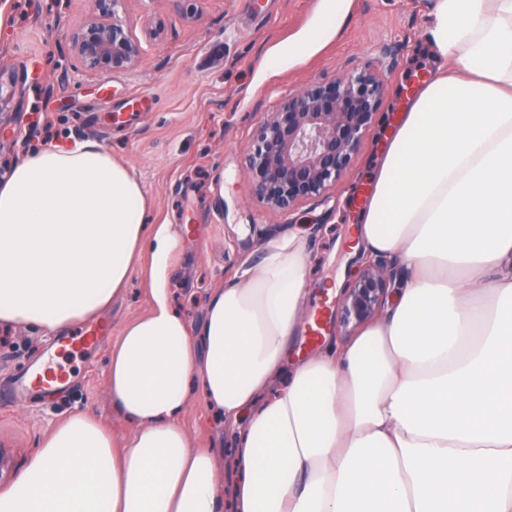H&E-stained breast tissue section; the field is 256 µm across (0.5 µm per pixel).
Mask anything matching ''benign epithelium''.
<instances>
[{
    "mask_svg": "<svg viewBox=\"0 0 512 512\" xmlns=\"http://www.w3.org/2000/svg\"><path fill=\"white\" fill-rule=\"evenodd\" d=\"M123 2L91 0L89 18L68 33L86 70L112 74L138 64L143 47L122 16ZM10 84V93L0 92V119L16 92L23 91L16 77ZM384 94L379 75L361 69L311 83L283 99L260 123L247 152L253 193L275 213L328 203L374 124ZM400 274L395 260L369 256L360 262L336 309V326L343 335H354L384 309Z\"/></svg>",
    "mask_w": 512,
    "mask_h": 512,
    "instance_id": "7a95c632",
    "label": "benign epithelium"
}]
</instances>
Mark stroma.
<instances>
[{"mask_svg": "<svg viewBox=\"0 0 512 512\" xmlns=\"http://www.w3.org/2000/svg\"><path fill=\"white\" fill-rule=\"evenodd\" d=\"M124 0L122 10L144 52L122 74L84 71L66 31L82 24L91 0H0V72L25 76V94L0 146V164L13 163L27 142L47 133L91 137L120 157L140 180L156 224L190 222L196 235L175 260V302L195 323L206 296L257 257L261 240L300 224L308 232L309 307H321L323 281L335 279L347 256L358 213L340 207L361 194L380 128L392 125L420 77L435 64L425 38L429 0H348L333 36L294 59L288 45L326 25L324 0ZM162 23L159 38L146 29ZM394 53L383 57L384 47ZM370 68L385 84L377 117L332 200L272 214L252 194L245 154L259 123L309 83ZM140 98L131 106V98ZM123 124H115V113ZM148 262L131 274L127 290L104 316L99 346L70 358L61 390L18 399L14 381L31 372L52 344L24 326L0 340V488L15 479L38 439L79 411L105 423L117 440L132 431L106 396V363L124 325L146 313Z\"/></svg>", "mask_w": 512, "mask_h": 512, "instance_id": "1", "label": "stroma"}]
</instances>
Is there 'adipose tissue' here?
Returning <instances> with one entry per match:
<instances>
[{
    "label": "adipose tissue",
    "instance_id": "ef3b65f1",
    "mask_svg": "<svg viewBox=\"0 0 512 512\" xmlns=\"http://www.w3.org/2000/svg\"><path fill=\"white\" fill-rule=\"evenodd\" d=\"M445 64L372 169L352 254L398 257L390 307L350 344L292 356L306 236L267 240L213 289L200 327L168 273L191 231L147 224L134 172L92 140L29 149L0 183V325L99 321L150 260L147 314L106 368L123 446L72 413L0 512H512V0H432ZM232 424L193 447V397Z\"/></svg>",
    "mask_w": 512,
    "mask_h": 512
}]
</instances>
